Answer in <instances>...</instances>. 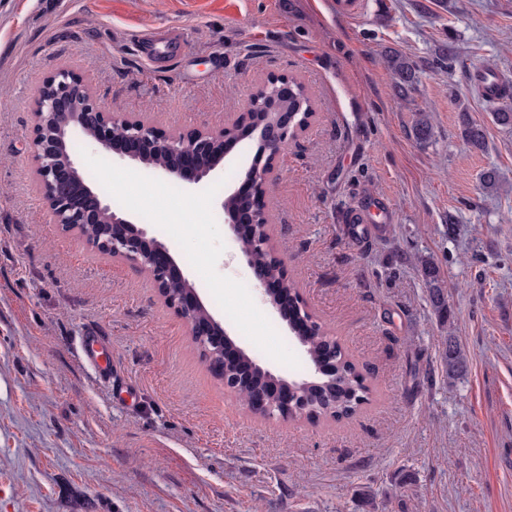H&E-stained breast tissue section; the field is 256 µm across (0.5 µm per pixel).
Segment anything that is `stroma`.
I'll return each instance as SVG.
<instances>
[{
	"mask_svg": "<svg viewBox=\"0 0 512 512\" xmlns=\"http://www.w3.org/2000/svg\"><path fill=\"white\" fill-rule=\"evenodd\" d=\"M340 2L0 0V512H512V129L471 80L486 67L512 79V0H358L354 18ZM147 29L180 32L173 64L145 62ZM439 48L451 68L423 64L398 100L385 52L423 63ZM62 69L100 107L173 133L235 121L268 76L304 85L315 117L274 161L265 208L309 310L372 383L367 405L316 424L249 412L149 278L53 224L33 112ZM419 111L432 117L424 143ZM463 111L486 150L462 140ZM73 142L81 171L168 248L236 343L274 374L299 372L303 349L221 207L257 141L190 188ZM153 185L177 188L169 208L193 211L199 231L147 218L140 189ZM417 254L441 271L449 319ZM88 329L109 348L111 383L79 358ZM449 330L469 360L454 382L440 361Z\"/></svg>",
	"mask_w": 512,
	"mask_h": 512,
	"instance_id": "35a3bbf8",
	"label": "stroma"
}]
</instances>
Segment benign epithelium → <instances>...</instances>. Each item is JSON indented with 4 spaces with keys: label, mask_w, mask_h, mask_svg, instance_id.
I'll return each mask as SVG.
<instances>
[{
    "label": "benign epithelium",
    "mask_w": 512,
    "mask_h": 512,
    "mask_svg": "<svg viewBox=\"0 0 512 512\" xmlns=\"http://www.w3.org/2000/svg\"><path fill=\"white\" fill-rule=\"evenodd\" d=\"M290 83L286 75L268 78V81L257 87L244 106L243 115L234 121L238 126L251 121V117L259 106V98H264V105L274 110L278 103L288 98L287 87ZM312 114L306 113L297 117L295 112L272 113V120L263 128L265 149L269 152V160H274L289 141L295 139L308 126ZM75 130L83 131L91 142L100 145L121 159L135 160L137 156L114 146L115 141H140L149 146L164 144L177 158H189L195 170L188 182L198 185L206 180L214 171V167L204 164L201 158L210 154L213 145L224 139L231 128H201L188 133L166 134L156 126L123 113L106 112L94 100L90 88L84 79L69 70H60L47 77L36 92V110L34 112L32 145L36 160V175L43 189L48 191L44 199L53 223L66 231L78 230L84 225L98 224L102 216L110 213L111 205L97 193L88 189L82 195L71 193L76 183L79 170L74 159L62 151L66 140ZM271 166L256 167L251 171L250 181L255 188H263L259 197L268 192V174ZM110 236L103 240L97 250L120 258L141 269L148 264L153 270L151 281L159 296H164L168 285L177 281L186 292L177 299H172L166 306L173 309L187 324L189 335L202 336L209 340L215 352H225L227 333L215 318L208 314L201 317L197 311L203 309L195 289L189 287V280L181 276L177 279L170 275L174 264L167 247L155 237L148 235L143 228L137 227L124 217L111 213ZM282 269L283 278L270 277L265 266L247 259L250 268L259 272L258 282L263 294L270 298L273 290L268 285L283 286V280L290 278L288 262L279 254L274 253ZM208 365L224 381V387L236 392L239 379L227 375L226 366L214 355L206 358ZM289 389L292 402L287 403L281 398L257 392L249 395L244 401L246 408L254 414L269 420L306 419L314 420L310 414L308 397L301 393V387L285 383Z\"/></svg>",
    "instance_id": "obj_1"
}]
</instances>
